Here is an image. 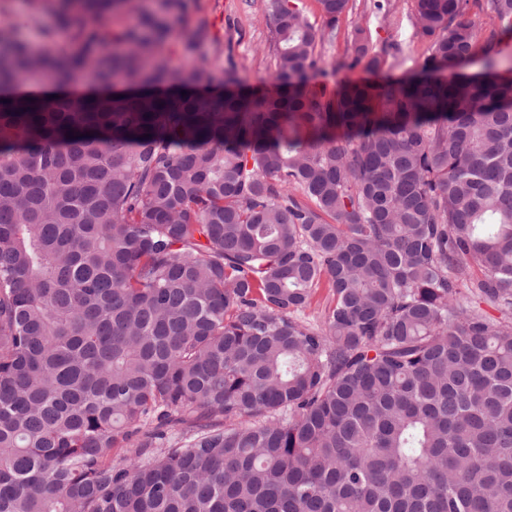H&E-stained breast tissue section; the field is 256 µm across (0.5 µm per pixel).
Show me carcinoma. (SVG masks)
Masks as SVG:
<instances>
[{"label": "carcinoma", "instance_id": "carcinoma-1", "mask_svg": "<svg viewBox=\"0 0 512 512\" xmlns=\"http://www.w3.org/2000/svg\"><path fill=\"white\" fill-rule=\"evenodd\" d=\"M27 2L54 23L37 54L0 12V512H512V0H413L420 74L332 92L350 0L323 29L266 0L272 92L211 64L197 0Z\"/></svg>", "mask_w": 512, "mask_h": 512}]
</instances>
